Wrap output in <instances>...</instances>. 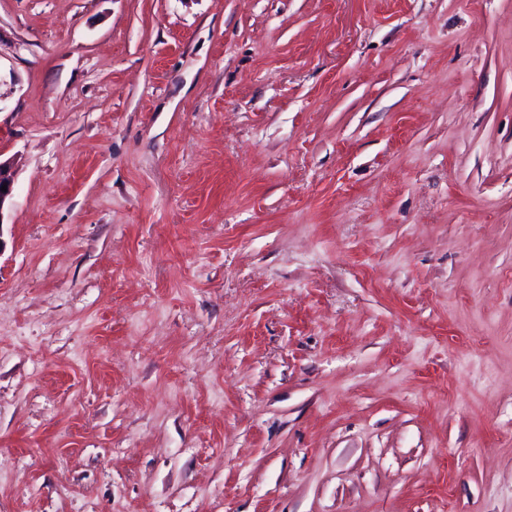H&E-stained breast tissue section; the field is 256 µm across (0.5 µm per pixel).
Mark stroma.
Masks as SVG:
<instances>
[{"instance_id":"1","label":"stroma","mask_w":512,"mask_h":512,"mask_svg":"<svg viewBox=\"0 0 512 512\" xmlns=\"http://www.w3.org/2000/svg\"><path fill=\"white\" fill-rule=\"evenodd\" d=\"M0 512H512V0H0Z\"/></svg>"}]
</instances>
